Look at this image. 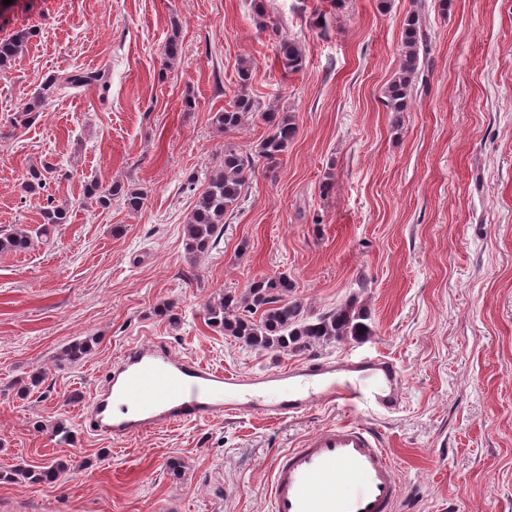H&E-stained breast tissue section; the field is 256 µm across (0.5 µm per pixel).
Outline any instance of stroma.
Returning <instances> with one entry per match:
<instances>
[{
    "label": "stroma",
    "instance_id": "35a3bbf8",
    "mask_svg": "<svg viewBox=\"0 0 512 512\" xmlns=\"http://www.w3.org/2000/svg\"><path fill=\"white\" fill-rule=\"evenodd\" d=\"M414 1L267 0L306 51L289 75L251 0H12L0 12V37L33 31L0 69V227H37L50 200L72 212L49 244L0 253V468L77 469L0 482V512H269L274 460L360 411L224 415L115 443L81 410L115 354L154 337L246 374L294 363L205 321L214 296L283 273L311 316L352 297L370 315L372 336L310 358L383 353L403 370L404 409L378 423L402 480L396 512H512V0H422L428 54L397 124L383 92ZM244 59L253 95L293 112L298 134L275 169L256 166L219 245L194 260L183 227L225 144L247 150L266 132L257 119L228 133L212 122ZM90 69L107 70L108 96L58 92L12 128L48 75ZM46 164L55 177L26 191ZM116 181L143 190L140 212L89 196ZM169 303L175 328L155 314ZM87 336L91 355L59 361ZM69 470L68 463L63 459H54L44 466L35 469L29 465H18L12 469L1 471L0 479L16 480L18 477L28 480L30 483H54L57 482Z\"/></svg>",
    "mask_w": 512,
    "mask_h": 512
}]
</instances>
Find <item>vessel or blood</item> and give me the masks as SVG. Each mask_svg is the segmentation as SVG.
I'll use <instances>...</instances> for the list:
<instances>
[{
    "label": "vessel or blood",
    "instance_id": "b4317fda",
    "mask_svg": "<svg viewBox=\"0 0 512 512\" xmlns=\"http://www.w3.org/2000/svg\"><path fill=\"white\" fill-rule=\"evenodd\" d=\"M403 385L402 369L385 354L250 375L184 357L158 339L123 349L82 419L89 431L118 442L224 414L281 420L316 407L361 408L368 420L319 429L274 461L271 512H395L398 468L373 420L400 410Z\"/></svg>",
    "mask_w": 512,
    "mask_h": 512
}]
</instances>
